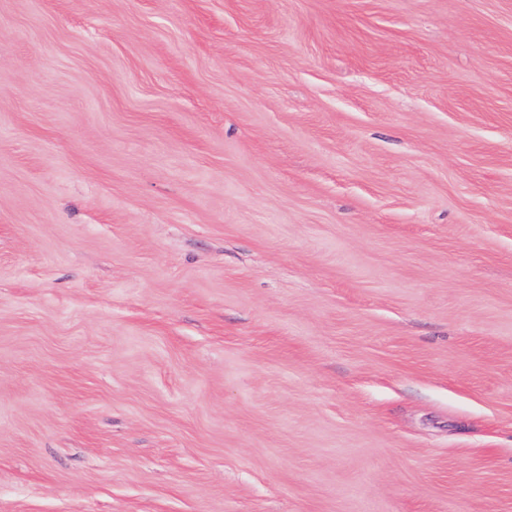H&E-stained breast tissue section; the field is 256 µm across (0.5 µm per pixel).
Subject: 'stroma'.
<instances>
[{"label":"stroma","mask_w":512,"mask_h":512,"mask_svg":"<svg viewBox=\"0 0 512 512\" xmlns=\"http://www.w3.org/2000/svg\"><path fill=\"white\" fill-rule=\"evenodd\" d=\"M0 512H512V0H0Z\"/></svg>","instance_id":"stroma-1"}]
</instances>
